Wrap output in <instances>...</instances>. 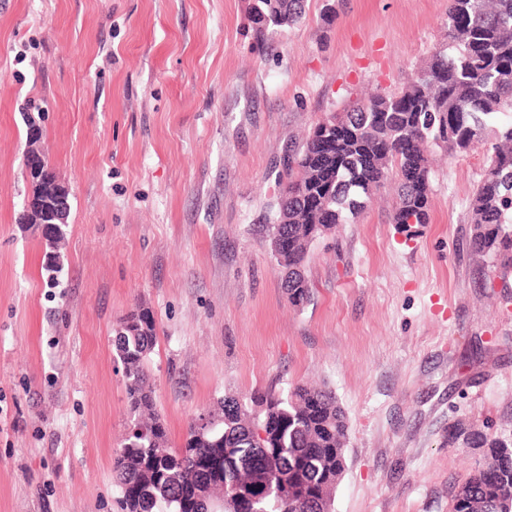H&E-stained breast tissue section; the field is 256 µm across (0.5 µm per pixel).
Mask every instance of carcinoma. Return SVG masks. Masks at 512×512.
<instances>
[{
  "instance_id": "carcinoma-1",
  "label": "carcinoma",
  "mask_w": 512,
  "mask_h": 512,
  "mask_svg": "<svg viewBox=\"0 0 512 512\" xmlns=\"http://www.w3.org/2000/svg\"><path fill=\"white\" fill-rule=\"evenodd\" d=\"M307 2L252 0L258 44L299 23ZM336 118V126L323 118L298 137L276 175L281 191L268 235L291 305L311 302L306 264L317 239L365 210L390 176L397 195L392 223H429L430 148L464 153L492 124L488 166L470 203L471 250L501 274L512 271V0H450L448 43L412 82L399 92L361 96ZM38 191L40 212L27 219L35 233L70 196L57 178ZM156 340L153 317L140 307L113 337L134 417L112 457L123 512H253L258 497L268 512H334L349 423L331 389L296 385L285 394L257 391L247 399L228 394L172 448L146 368ZM448 444L476 448L483 457L453 491L451 512H512V439L460 420ZM246 468L262 472L268 482L293 475L304 494L278 499L258 483L224 500Z\"/></svg>"
}]
</instances>
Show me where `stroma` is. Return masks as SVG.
<instances>
[{
  "label": "stroma",
  "instance_id": "35a3bbf8",
  "mask_svg": "<svg viewBox=\"0 0 512 512\" xmlns=\"http://www.w3.org/2000/svg\"><path fill=\"white\" fill-rule=\"evenodd\" d=\"M250 2L0 0V512H121L112 339L140 306L171 447L225 394L335 391V512H450L481 454L449 427L512 437V275L469 248L483 148L435 166L430 223H392L389 196L314 242L310 304H289L266 231L294 137L404 88L445 43L448 0H338L329 25L309 0L265 48ZM27 103L70 192L52 284L19 222Z\"/></svg>",
  "mask_w": 512,
  "mask_h": 512
}]
</instances>
